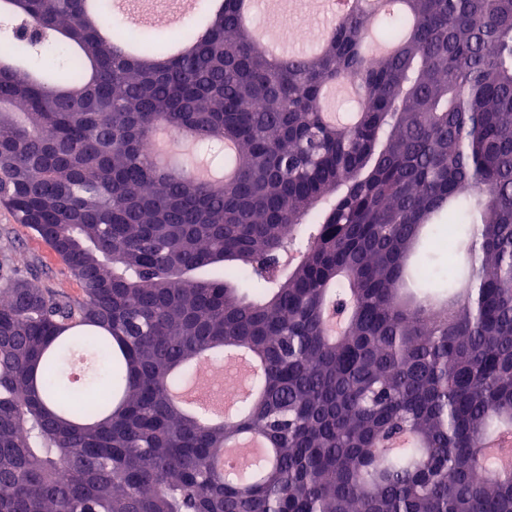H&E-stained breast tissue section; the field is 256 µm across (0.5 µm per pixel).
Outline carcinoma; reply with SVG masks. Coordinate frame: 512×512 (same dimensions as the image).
<instances>
[{"label":"carcinoma","mask_w":512,"mask_h":512,"mask_svg":"<svg viewBox=\"0 0 512 512\" xmlns=\"http://www.w3.org/2000/svg\"><path fill=\"white\" fill-rule=\"evenodd\" d=\"M8 2L38 40L0 42V201L82 294L0 285V512H512V0H402L387 56L342 15L276 61L238 0L137 59L85 0ZM339 82L358 117L326 124ZM159 125L235 142L234 178L157 171ZM74 348L102 360L77 391ZM220 349L261 391L212 424L172 391ZM247 430L270 451L229 477Z\"/></svg>","instance_id":"cac0c4a2"}]
</instances>
